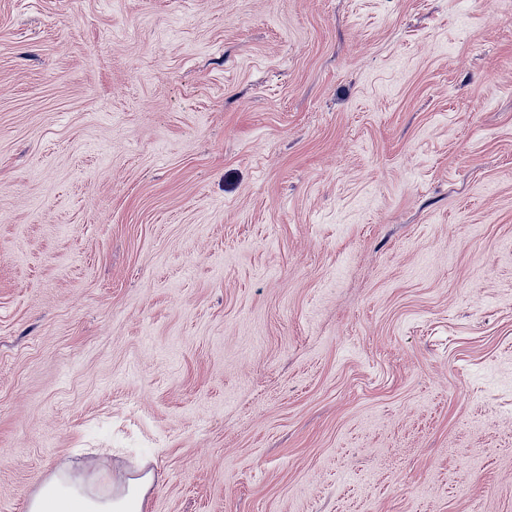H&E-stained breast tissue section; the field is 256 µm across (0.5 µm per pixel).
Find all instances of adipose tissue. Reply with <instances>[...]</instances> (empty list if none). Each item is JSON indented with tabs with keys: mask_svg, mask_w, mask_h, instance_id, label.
Listing matches in <instances>:
<instances>
[{
	"mask_svg": "<svg viewBox=\"0 0 512 512\" xmlns=\"http://www.w3.org/2000/svg\"><path fill=\"white\" fill-rule=\"evenodd\" d=\"M154 483L153 471L125 472L99 479L97 473L72 474L59 469L32 494L27 512H144L146 495Z\"/></svg>",
	"mask_w": 512,
	"mask_h": 512,
	"instance_id": "1",
	"label": "adipose tissue"
}]
</instances>
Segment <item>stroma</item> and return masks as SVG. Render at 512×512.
<instances>
[{
	"instance_id": "1",
	"label": "stroma",
	"mask_w": 512,
	"mask_h": 512,
	"mask_svg": "<svg viewBox=\"0 0 512 512\" xmlns=\"http://www.w3.org/2000/svg\"><path fill=\"white\" fill-rule=\"evenodd\" d=\"M512 512V0H0V512ZM89 468L81 475L65 468L52 473L30 497L27 512H144L153 470L142 465L135 476L118 471L100 483Z\"/></svg>"
}]
</instances>
